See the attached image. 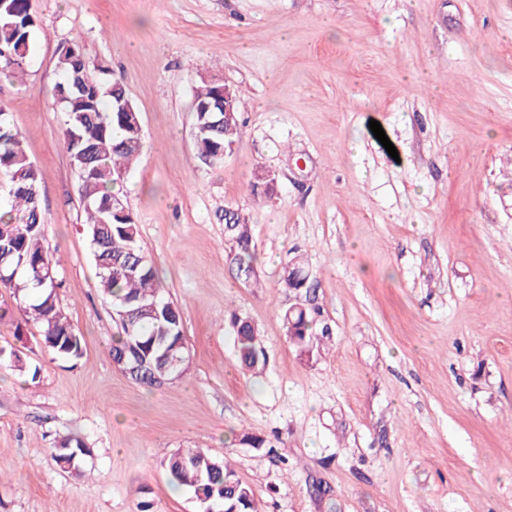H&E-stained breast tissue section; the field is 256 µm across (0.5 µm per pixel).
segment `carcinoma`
Listing matches in <instances>:
<instances>
[{"label":"carcinoma","instance_id":"obj_1","mask_svg":"<svg viewBox=\"0 0 512 512\" xmlns=\"http://www.w3.org/2000/svg\"><path fill=\"white\" fill-rule=\"evenodd\" d=\"M36 17L30 0H0V80H20L32 52ZM56 67L59 81L53 103L64 114V147L81 179V194L87 213L89 245L97 268L99 288L112 301L116 312L125 313L113 337L111 355L125 358L128 376L135 383L157 387L171 379L172 360L185 355L181 345L182 316L163 295L156 269L139 244L138 225L125 207L120 191L121 175L127 173L143 149L140 114L134 105L119 112L126 102L124 82L109 70L92 63L76 44L61 47ZM219 84H205L194 95L195 143L201 158L224 161V150L236 144L240 128L238 112H202L216 105ZM0 286L12 290L25 316L40 324L44 347L58 357L77 359L82 338L58 305L60 260L45 246L40 175L22 147V135L13 126L10 113L0 107ZM251 191L269 195L274 177L263 171L250 183ZM225 232L232 242L230 261L253 275L256 261L251 225L237 210H229ZM319 314L316 307L286 312V335L294 345L313 344L311 326ZM235 348L242 367L259 374L267 358L257 327L232 313ZM87 454L79 438L55 442L52 457L63 470L84 475L81 461ZM171 480L190 489L201 512H258L252 490L224 462L202 448L175 452L167 459Z\"/></svg>","mask_w":512,"mask_h":512}]
</instances>
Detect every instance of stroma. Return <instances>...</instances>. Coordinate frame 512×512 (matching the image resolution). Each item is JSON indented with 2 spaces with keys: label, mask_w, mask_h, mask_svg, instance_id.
Wrapping results in <instances>:
<instances>
[{
  "label": "stroma",
  "mask_w": 512,
  "mask_h": 512,
  "mask_svg": "<svg viewBox=\"0 0 512 512\" xmlns=\"http://www.w3.org/2000/svg\"><path fill=\"white\" fill-rule=\"evenodd\" d=\"M23 83L0 104L40 172L58 302L75 360L0 287V512H199L164 461L202 448L262 512H512V0H32ZM79 43L123 78L146 146L121 186L166 298L181 377L149 389L110 353L79 172L52 92ZM232 88L242 134L220 165L196 150L194 93ZM378 121L390 156L369 128ZM261 170L270 195L247 189ZM252 227L255 280L229 259L224 211ZM302 257L308 291L283 286ZM311 297L302 351L283 312ZM259 331L239 366L229 312ZM89 450L60 469L55 438ZM261 437L265 446L251 444Z\"/></svg>",
  "instance_id": "35a3bbf8"
}]
</instances>
